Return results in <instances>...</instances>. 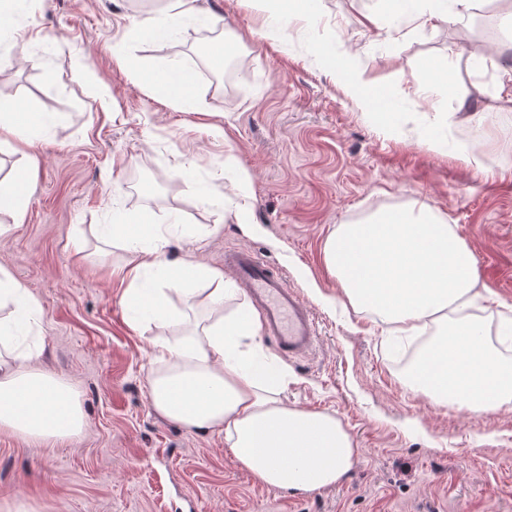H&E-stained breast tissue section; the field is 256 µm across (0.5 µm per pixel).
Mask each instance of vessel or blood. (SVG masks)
Returning <instances> with one entry per match:
<instances>
[{
    "instance_id": "b4317fda",
    "label": "vessel or blood",
    "mask_w": 512,
    "mask_h": 512,
    "mask_svg": "<svg viewBox=\"0 0 512 512\" xmlns=\"http://www.w3.org/2000/svg\"><path fill=\"white\" fill-rule=\"evenodd\" d=\"M224 262L262 314L265 332L282 354L301 355L313 349L316 319L298 291L250 250L229 251Z\"/></svg>"
}]
</instances>
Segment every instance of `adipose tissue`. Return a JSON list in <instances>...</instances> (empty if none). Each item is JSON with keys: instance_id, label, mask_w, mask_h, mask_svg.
<instances>
[{"instance_id": "ef3b65f1", "label": "adipose tissue", "mask_w": 512, "mask_h": 512, "mask_svg": "<svg viewBox=\"0 0 512 512\" xmlns=\"http://www.w3.org/2000/svg\"><path fill=\"white\" fill-rule=\"evenodd\" d=\"M105 238L132 252L118 269L128 282L123 301L141 305L148 319L163 307L165 292L143 287L146 269L162 270L166 283L181 286L186 309L201 295L196 282L208 285L206 322L150 341L147 391L155 414L190 430L223 433L238 467L266 486L306 493L340 482L358 454L352 435L336 415L282 399L288 370L257 361L258 317L245 308L224 313L225 298L235 293L230 279L193 261L166 266L165 240L145 237L139 224L110 225ZM323 254L353 307L403 334L445 325L405 377L412 392L474 411L512 403V364L488 344L478 322L460 315L480 295L476 257L444 216L422 204L341 224ZM41 317V305L21 283L0 278V427L35 440L72 438L84 428L78 395L40 369L37 352L13 332L17 321L30 326Z\"/></svg>"}]
</instances>
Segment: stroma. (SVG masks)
Masks as SVG:
<instances>
[{"label":"stroma","mask_w":512,"mask_h":512,"mask_svg":"<svg viewBox=\"0 0 512 512\" xmlns=\"http://www.w3.org/2000/svg\"><path fill=\"white\" fill-rule=\"evenodd\" d=\"M480 0L460 22L410 23L435 0H318L299 20L287 0H196L144 38L167 0H30L0 21V115L39 116L33 144L0 143V182L33 168L22 221L0 215V268L42 306L38 365L79 395L77 437L33 440L0 428V506L34 512H512V409L474 412L411 392L391 356L396 333L353 308L323 261L337 224L425 202L473 249L483 298L468 313L512 360V109L494 108L512 69V21ZM376 14L380 28L365 17ZM238 60L231 86L199 79L191 104L154 91L165 73ZM347 57L392 104L364 109L328 69ZM481 124L449 121L460 104ZM478 144L482 166L463 159ZM246 170L233 181L229 168ZM147 217L171 263L224 266L246 248L312 308L318 342L288 358V404L336 414L359 449L336 486L268 488L240 470L218 433L157 416L147 397L150 337L110 275L128 252L107 224Z\"/></svg>","instance_id":"obj_1"}]
</instances>
